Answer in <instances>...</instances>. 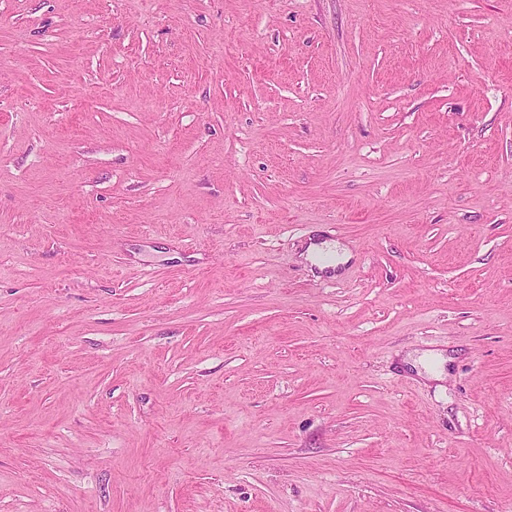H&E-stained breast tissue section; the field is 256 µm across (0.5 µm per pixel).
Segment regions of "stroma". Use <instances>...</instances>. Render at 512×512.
<instances>
[{
	"mask_svg": "<svg viewBox=\"0 0 512 512\" xmlns=\"http://www.w3.org/2000/svg\"><path fill=\"white\" fill-rule=\"evenodd\" d=\"M0 512H512V0H0ZM326 253L334 256V261L330 264H325L321 260V257ZM306 257L309 261L318 265L320 268H325L328 265L337 268V266L347 261L350 256L346 249H343L342 253H340L338 244L322 242L321 245H317L315 243L309 244L306 249Z\"/></svg>",
	"mask_w": 512,
	"mask_h": 512,
	"instance_id": "stroma-1",
	"label": "stroma"
}]
</instances>
